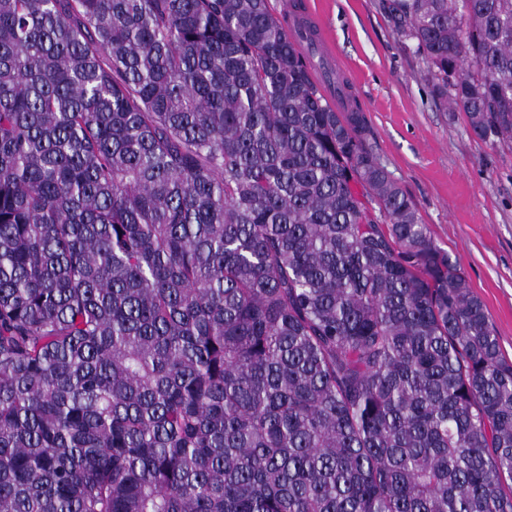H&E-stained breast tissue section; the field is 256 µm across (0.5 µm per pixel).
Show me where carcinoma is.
I'll return each instance as SVG.
<instances>
[{
    "instance_id": "cac0c4a2",
    "label": "carcinoma",
    "mask_w": 512,
    "mask_h": 512,
    "mask_svg": "<svg viewBox=\"0 0 512 512\" xmlns=\"http://www.w3.org/2000/svg\"><path fill=\"white\" fill-rule=\"evenodd\" d=\"M383 9L511 146L512 0ZM367 133L268 0H0V512H512V360Z\"/></svg>"
}]
</instances>
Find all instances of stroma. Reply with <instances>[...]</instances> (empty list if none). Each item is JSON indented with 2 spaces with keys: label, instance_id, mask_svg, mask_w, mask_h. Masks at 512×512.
Listing matches in <instances>:
<instances>
[{
  "label": "stroma",
  "instance_id": "stroma-1",
  "mask_svg": "<svg viewBox=\"0 0 512 512\" xmlns=\"http://www.w3.org/2000/svg\"><path fill=\"white\" fill-rule=\"evenodd\" d=\"M310 2L359 85L375 156L463 269L512 359V148L479 140L463 113L438 105L381 0Z\"/></svg>",
  "mask_w": 512,
  "mask_h": 512
}]
</instances>
